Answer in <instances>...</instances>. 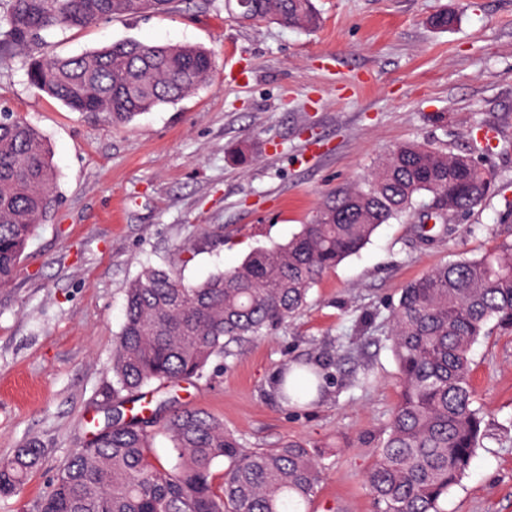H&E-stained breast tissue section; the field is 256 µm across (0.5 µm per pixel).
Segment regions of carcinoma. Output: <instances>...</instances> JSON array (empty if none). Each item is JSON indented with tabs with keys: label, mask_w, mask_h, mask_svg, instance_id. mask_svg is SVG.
<instances>
[{
	"label": "carcinoma",
	"mask_w": 512,
	"mask_h": 512,
	"mask_svg": "<svg viewBox=\"0 0 512 512\" xmlns=\"http://www.w3.org/2000/svg\"><path fill=\"white\" fill-rule=\"evenodd\" d=\"M177 0H7L0 18V68L15 51L43 45L56 29L141 13L168 14ZM239 22L289 28L320 22L313 0H246L229 7ZM211 54L201 46L115 41L77 56L28 62L29 83L73 112L129 124L206 86ZM57 173L45 136L0 108V288L8 286L40 221L56 204ZM493 176L466 156L417 142L401 144L361 179L327 196L310 223L285 243L262 247L196 285L173 269L149 268L126 290L112 355V399L145 387L200 378L230 344L288 325L329 269L358 253L392 220L431 197V217L470 212L492 194ZM512 326V240L478 258L437 266L406 285L386 318L399 371V400L365 477L376 512H443L441 502L468 472L484 438L474 406L470 352L489 323ZM353 342L317 364L277 369L284 403L321 395L328 369ZM161 407L115 406L112 420L65 461L40 512H303L322 471L298 441L251 448L200 409L157 423ZM168 455L152 449L155 433ZM44 449L24 442L0 460V495L19 493ZM224 464L217 489L213 466Z\"/></svg>",
	"instance_id": "cac0c4a2"
}]
</instances>
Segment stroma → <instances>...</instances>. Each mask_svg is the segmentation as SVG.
I'll return each instance as SVG.
<instances>
[{
  "instance_id": "obj_1",
  "label": "stroma",
  "mask_w": 512,
  "mask_h": 512,
  "mask_svg": "<svg viewBox=\"0 0 512 512\" xmlns=\"http://www.w3.org/2000/svg\"><path fill=\"white\" fill-rule=\"evenodd\" d=\"M321 23L242 25L224 0H180L142 14L55 31L0 69V104L48 139L58 202L0 288V459L25 441L45 450L0 512H38L72 452L113 409L112 351L128 284L148 268L186 282L284 242L325 195L412 140L490 170L497 192L424 240L421 215L382 225L328 270L293 322L233 346L203 378L168 388L165 413L200 409L253 448L298 439L323 468L307 512H372L365 475L396 405L398 370L381 325L400 290L431 267L478 257L512 236V0H314ZM452 12L445 31L429 18ZM133 38L208 49L210 86L127 125L70 111L32 87L29 56H75ZM358 336L326 394L287 405L272 378L284 362ZM487 436L444 512H512V329L471 351ZM372 369L376 383L351 387Z\"/></svg>"
}]
</instances>
